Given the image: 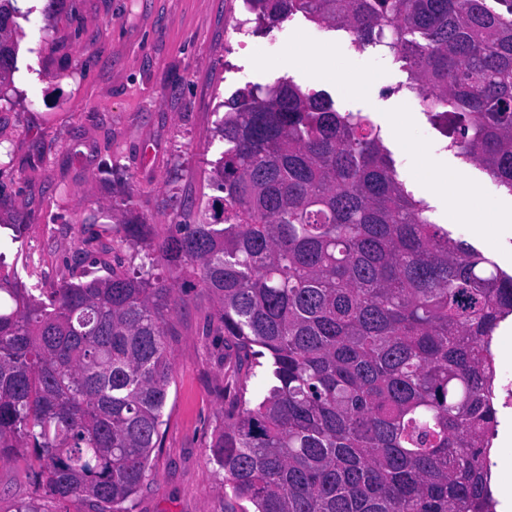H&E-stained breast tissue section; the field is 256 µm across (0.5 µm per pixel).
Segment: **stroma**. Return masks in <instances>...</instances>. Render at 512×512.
<instances>
[{"instance_id":"stroma-1","label":"stroma","mask_w":512,"mask_h":512,"mask_svg":"<svg viewBox=\"0 0 512 512\" xmlns=\"http://www.w3.org/2000/svg\"><path fill=\"white\" fill-rule=\"evenodd\" d=\"M235 17H249L240 0H35L22 9L15 67L0 85V253L19 284L48 293L109 265L133 271L141 255L125 225L149 224L158 238L172 221L192 224L210 213L225 102L245 86L280 79L328 93L340 111L367 115L408 190L427 198L432 221L512 274V223H494L491 209L512 196L445 150L420 99L403 90L399 63L299 14L273 32L248 34L240 50ZM314 48L328 52L318 72L305 64ZM346 74L370 82L341 83ZM394 112L413 116L403 131L388 123ZM431 158L481 187L487 233L452 222L446 199L426 197L424 162ZM15 224L23 225L21 235L13 234ZM82 247L91 260L77 268ZM214 313L203 288L179 291L166 423L133 512H224L222 477L209 461L224 424L226 372L222 338L206 333ZM498 419L491 485L496 512H512L504 489L512 474V410L499 409ZM25 468L20 458L0 460V512L40 495Z\"/></svg>"}]
</instances>
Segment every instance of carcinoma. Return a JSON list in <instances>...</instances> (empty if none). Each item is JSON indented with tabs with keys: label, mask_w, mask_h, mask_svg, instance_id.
I'll return each mask as SVG.
<instances>
[{
	"label": "carcinoma",
	"mask_w": 512,
	"mask_h": 512,
	"mask_svg": "<svg viewBox=\"0 0 512 512\" xmlns=\"http://www.w3.org/2000/svg\"><path fill=\"white\" fill-rule=\"evenodd\" d=\"M245 4L258 31L301 14L401 63L446 149L512 195V0ZM18 14L0 0V84ZM226 107L220 219L169 225L131 275L36 295L0 274V459H33L58 502L132 512L189 274L236 351L211 445L224 512H495L492 341L512 274L430 220L361 113L290 80Z\"/></svg>",
	"instance_id": "cac0c4a2"
}]
</instances>
